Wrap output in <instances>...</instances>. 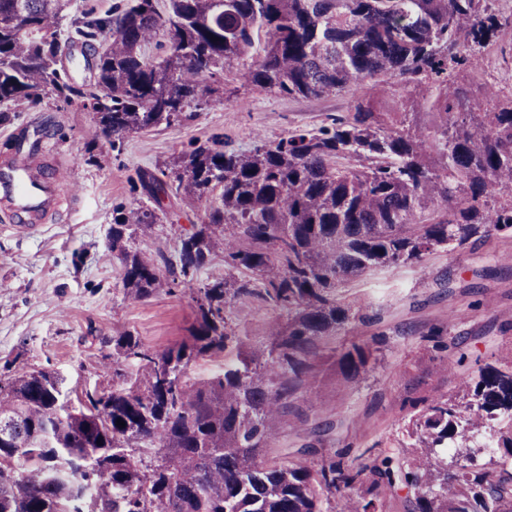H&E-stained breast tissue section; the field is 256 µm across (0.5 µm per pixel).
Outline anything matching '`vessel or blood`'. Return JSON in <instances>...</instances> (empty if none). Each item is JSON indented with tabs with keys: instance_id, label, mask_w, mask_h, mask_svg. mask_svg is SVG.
<instances>
[{
	"instance_id": "obj_1",
	"label": "vessel or blood",
	"mask_w": 512,
	"mask_h": 512,
	"mask_svg": "<svg viewBox=\"0 0 512 512\" xmlns=\"http://www.w3.org/2000/svg\"><path fill=\"white\" fill-rule=\"evenodd\" d=\"M77 197L69 171L56 160L47 140L0 158V204L14 231L32 233L62 204L75 202Z\"/></svg>"
}]
</instances>
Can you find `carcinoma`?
I'll return each mask as SVG.
<instances>
[{
  "label": "carcinoma",
  "mask_w": 512,
  "mask_h": 512,
  "mask_svg": "<svg viewBox=\"0 0 512 512\" xmlns=\"http://www.w3.org/2000/svg\"><path fill=\"white\" fill-rule=\"evenodd\" d=\"M67 2L0 0V123L50 96L91 109L108 138L169 127L256 34L264 55L237 70L248 84L317 99L379 77L427 80L441 121L427 146L403 120L383 126L358 98L348 115L260 137L249 154L215 136L169 174L137 173L157 204L181 194L209 201L174 263L128 245L132 226L156 222L155 209L112 210L127 294L189 290V335L161 350L129 332L112 337L103 367L122 385L76 405L55 372L0 381V512H330L336 492L346 512H386L399 489L413 512H512V355L446 398L421 400L408 451L369 448L359 464L335 453L316 465L266 454L318 342L348 320L337 282L512 231V93L485 89L487 112L472 111L462 86L448 93L451 72L512 28V14L490 0H130L73 15ZM160 33L170 54L154 61L145 49ZM98 39L96 84L76 86L60 56ZM218 248L241 276L196 285ZM241 296L272 303L287 322L273 321L259 345L233 336L230 307ZM206 357L224 367L190 378ZM367 363L354 345L337 374L352 380ZM486 426L500 452L487 462L481 444H467Z\"/></svg>",
  "instance_id": "carcinoma-1"
}]
</instances>
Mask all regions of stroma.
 Listing matches in <instances>:
<instances>
[{
    "mask_svg": "<svg viewBox=\"0 0 512 512\" xmlns=\"http://www.w3.org/2000/svg\"><path fill=\"white\" fill-rule=\"evenodd\" d=\"M448 85L512 92V38L454 71ZM363 94L386 124L416 109V133L430 141L432 93L391 80L305 100L242 84L228 69L190 119L125 134L117 148L97 135L91 110L54 100L19 108L0 125V156L42 134L83 192L32 234L0 228V379L47 369L60 373L66 388L107 392L113 381L102 363L112 353L113 336L129 332L154 349L184 339L194 321L189 290L173 285L133 299L112 254L113 207L148 202L134 187L137 171L159 172L192 142L216 134L238 152H250L255 133L274 140L319 127L329 116L347 114ZM207 207V201L181 195L163 198L156 224L137 233L132 247L176 260L182 237L201 223ZM506 254H512V233L493 231L462 248L436 250L422 264L378 268L339 284L336 298L349 319L320 341L312 360L315 378L289 399L270 454L313 465L332 448L355 461L368 448L392 453L408 444L413 400L455 391L486 362L512 351ZM278 315L259 298L239 297L229 325L236 336L258 340ZM355 343L369 344L368 366L353 380H337L332 362Z\"/></svg>",
    "mask_w": 512,
    "mask_h": 512,
    "instance_id": "obj_1",
    "label": "stroma"
}]
</instances>
